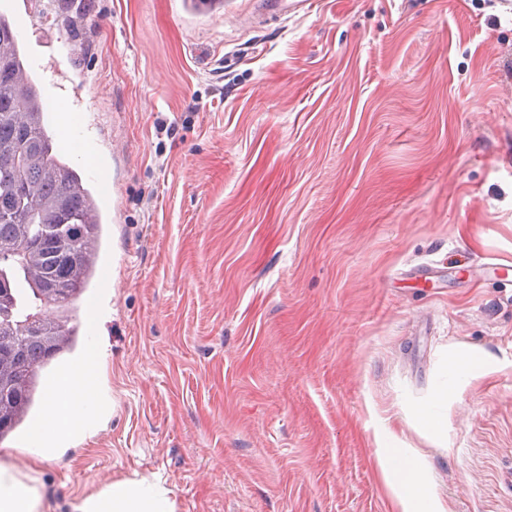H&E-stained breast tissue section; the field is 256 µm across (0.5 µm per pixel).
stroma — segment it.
I'll return each mask as SVG.
<instances>
[{
	"label": "stroma",
	"instance_id": "35a3bbf8",
	"mask_svg": "<svg viewBox=\"0 0 512 512\" xmlns=\"http://www.w3.org/2000/svg\"><path fill=\"white\" fill-rule=\"evenodd\" d=\"M20 38L117 192L112 413L42 464L0 443L48 498L393 512L407 448L448 512H512V0H32ZM170 493L159 479H126L72 497L67 512H176Z\"/></svg>",
	"mask_w": 512,
	"mask_h": 512
}]
</instances>
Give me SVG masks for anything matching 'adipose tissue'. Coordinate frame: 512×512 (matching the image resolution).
<instances>
[{
  "label": "adipose tissue",
  "mask_w": 512,
  "mask_h": 512,
  "mask_svg": "<svg viewBox=\"0 0 512 512\" xmlns=\"http://www.w3.org/2000/svg\"><path fill=\"white\" fill-rule=\"evenodd\" d=\"M106 348L91 336L81 355L58 368L46 381L43 407L30 423L24 453L35 461L57 459L89 443L112 411L105 394ZM400 512H446L439 497L425 484L416 458L398 448L380 461ZM69 512H176V502L160 480L116 481L71 498ZM0 512H53L35 476L0 462Z\"/></svg>",
  "instance_id": "adipose-tissue-1"
}]
</instances>
